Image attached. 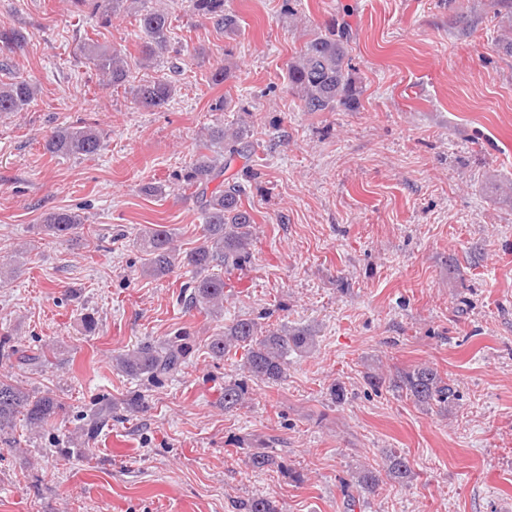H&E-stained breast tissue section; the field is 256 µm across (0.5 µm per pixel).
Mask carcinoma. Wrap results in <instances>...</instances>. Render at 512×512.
<instances>
[{
	"instance_id": "carcinoma-1",
	"label": "carcinoma",
	"mask_w": 512,
	"mask_h": 512,
	"mask_svg": "<svg viewBox=\"0 0 512 512\" xmlns=\"http://www.w3.org/2000/svg\"><path fill=\"white\" fill-rule=\"evenodd\" d=\"M77 5L92 4L109 20L116 5L124 0H72ZM192 12L211 23L226 35L239 30V19L227 7V0H189ZM135 22L144 35L141 44V65L148 68L170 49L172 17L163 9H139ZM350 33L348 26L336 30L332 25L312 34L288 64V85L300 100L305 112H354L359 108L362 83L355 76L348 55ZM25 35L9 27H0V50L10 52L21 48ZM82 52L92 62L97 75L106 84L119 88L127 85L131 72L118 53L99 45L85 44ZM135 101L144 109L161 110L168 106L176 93L171 79L164 75L141 79L132 88ZM37 86L14 75L7 62L0 63V116L21 112L35 100ZM43 149L52 156H94L101 149V135L96 127L84 125L56 126L45 135ZM207 152L197 153L175 180L191 191L203 216L200 243L180 254L174 246L170 230L160 224L144 227L137 244L145 254L144 272L153 277L164 276L175 264L191 268L192 276L180 285L178 298L188 310L199 309L219 314L224 310V273L247 264L250 260L255 220L244 208V182L257 177L254 169L245 167L241 177L228 179L224 172L237 159H247L255 152L248 139V130L240 125L234 128L209 130ZM84 223V218L70 209H57L44 214V231L62 239H69ZM315 346V334L307 327L267 328L254 318H240L224 327V331L210 337L207 353L221 360L232 351H244L241 369L247 376L265 383L277 384L288 372V353H305ZM196 351V339L188 331H180L160 343L145 342L136 348L115 356L118 370L133 379L158 383L178 374ZM377 388L388 385L391 390L414 403L430 409L448 410L456 400L453 380L443 376L435 367L419 365L387 379L372 378ZM244 385L224 384V409L232 410L241 404ZM63 411V405L54 397L32 395L8 378L0 377V436L8 433L17 417L21 416L32 429L50 426ZM112 417V406L97 404L87 415L90 431L104 426ZM252 468L264 471L279 467L278 456L267 451H256L249 457ZM406 457L389 451L384 454L382 467H367L356 477L357 486L364 492L372 491L382 478L402 481L411 476ZM243 512H279L274 501L254 497L242 505Z\"/></svg>"
}]
</instances>
